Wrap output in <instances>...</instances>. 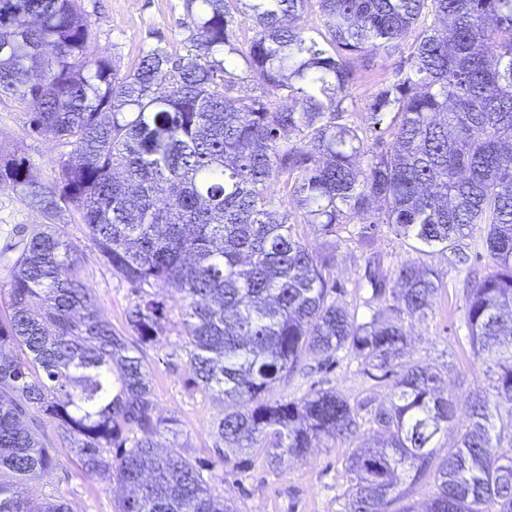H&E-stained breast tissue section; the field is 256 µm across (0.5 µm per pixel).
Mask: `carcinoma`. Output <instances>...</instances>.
I'll return each instance as SVG.
<instances>
[{
  "label": "carcinoma",
  "instance_id": "obj_1",
  "mask_svg": "<svg viewBox=\"0 0 512 512\" xmlns=\"http://www.w3.org/2000/svg\"><path fill=\"white\" fill-rule=\"evenodd\" d=\"M308 2L186 0L189 54L154 48L122 73L89 60L79 0H0V96L37 102L27 134L76 152L51 186L24 156H0V188L49 217L63 204L80 213L136 295L127 325L138 343L157 342L167 321L149 289L181 295L195 383L239 405L216 426L223 457L263 448L276 465L325 437L360 438L345 512H512V448L492 437L497 421L512 429V0H317L320 41L295 24ZM241 20L255 30L244 50ZM404 53L358 107L357 74ZM239 65L258 93L235 90ZM359 108L361 124L350 120ZM370 132L389 146L369 150ZM280 177L305 223L329 236L357 222L368 248L385 226L457 256L485 225L493 271L467 289L465 317L494 378L470 392L448 457L435 448L459 402L437 373L401 361L405 320L431 311L438 274L413 261L390 271L371 253L360 285L391 305L357 321L336 301L334 255L310 251L268 194ZM77 253L55 231L36 234L0 286V512H68L24 490L57 466L21 421L32 410L57 423L86 477L112 470L127 491L117 512H234L180 451H158L156 435L177 421L156 418L149 368L100 317ZM341 353L373 381L394 379L372 436L335 391L264 399L304 360L328 368ZM429 475L434 497L409 501L403 484Z\"/></svg>",
  "mask_w": 512,
  "mask_h": 512
}]
</instances>
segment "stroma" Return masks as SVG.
<instances>
[{
	"instance_id": "stroma-1",
	"label": "stroma",
	"mask_w": 512,
	"mask_h": 512,
	"mask_svg": "<svg viewBox=\"0 0 512 512\" xmlns=\"http://www.w3.org/2000/svg\"><path fill=\"white\" fill-rule=\"evenodd\" d=\"M93 30V53L109 59L119 71L138 63L143 52L161 47L184 55L190 47L186 0H80ZM30 104L15 98H0V152L24 155L33 175L45 185L52 184L61 160L70 158L71 147L49 137L25 133ZM55 230L80 248V275L95 298L100 315L120 335H127L126 312L134 300L128 284L105 264L87 235L85 225L73 207H61L55 217H46L27 206L19 192L0 190V248L41 231ZM310 250L330 252L336 257L331 276L341 293L337 300L355 313L358 320L370 318L378 302L369 300L358 280L363 272L365 250L359 242L357 225L349 224L327 237L310 224L297 227ZM484 232L476 227L472 236L460 243L469 256L461 264L447 252L412 250L406 240L384 231L374 248L387 268L413 260L437 271L442 280L436 302L425 317L406 320L409 343L404 361L430 366L441 372L445 391L466 398L477 385H488L486 367L473 356L465 326L463 283L473 274H486L487 259L475 257V246ZM168 309L167 329L159 342L142 346L144 360L152 374L155 414L176 419V432L160 431L156 441L167 449L180 445L183 455L201 465L203 476L214 495L227 500L235 512H343L351 484L345 460L350 443H332L310 449L306 458H288L271 466L262 449L244 452L242 461L221 459L216 451L215 425L224 415V406L211 392L193 383L185 342L180 334L178 294L160 290ZM314 389H332L351 404L373 410L388 406L392 381L376 382L366 377L353 357L340 356L332 371L320 370L305 360L290 377L274 383L266 392L270 401L301 398ZM40 438L54 450L57 468L47 476L32 477L26 486L36 499L50 496L64 501L69 512H115L123 496L122 487L105 472L89 478L79 469L75 454L62 439L55 422H44Z\"/></svg>"
}]
</instances>
